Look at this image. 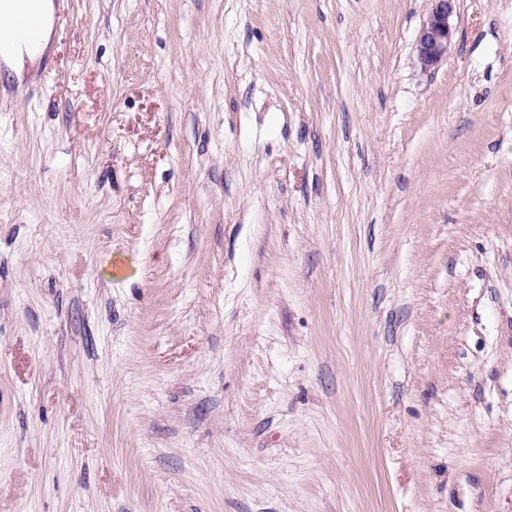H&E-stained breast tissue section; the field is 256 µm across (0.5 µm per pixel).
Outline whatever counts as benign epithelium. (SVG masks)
<instances>
[{"label": "benign epithelium", "instance_id": "7a95c632", "mask_svg": "<svg viewBox=\"0 0 512 512\" xmlns=\"http://www.w3.org/2000/svg\"><path fill=\"white\" fill-rule=\"evenodd\" d=\"M429 7L415 44V62L425 73L448 60L455 34L459 0H428Z\"/></svg>", "mask_w": 512, "mask_h": 512}]
</instances>
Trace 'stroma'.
Segmentation results:
<instances>
[{
	"label": "stroma",
	"instance_id": "stroma-1",
	"mask_svg": "<svg viewBox=\"0 0 512 512\" xmlns=\"http://www.w3.org/2000/svg\"><path fill=\"white\" fill-rule=\"evenodd\" d=\"M0 75V512H512V0H55ZM429 7L415 44V62L428 72L448 61L455 34L453 19L459 0H428Z\"/></svg>",
	"mask_w": 512,
	"mask_h": 512
}]
</instances>
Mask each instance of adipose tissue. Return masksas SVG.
<instances>
[{
	"instance_id": "ef3b65f1",
	"label": "adipose tissue",
	"mask_w": 512,
	"mask_h": 512,
	"mask_svg": "<svg viewBox=\"0 0 512 512\" xmlns=\"http://www.w3.org/2000/svg\"><path fill=\"white\" fill-rule=\"evenodd\" d=\"M19 7L39 18L41 33L38 41L26 43L13 37L11 15ZM54 13L53 0H0V63L16 78H24L26 63L40 61L46 54L51 41Z\"/></svg>"
}]
</instances>
